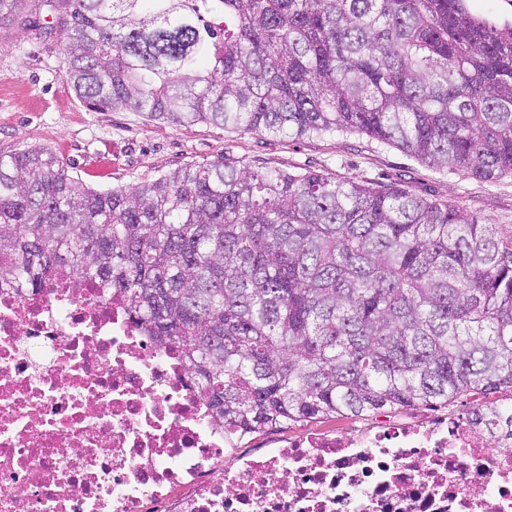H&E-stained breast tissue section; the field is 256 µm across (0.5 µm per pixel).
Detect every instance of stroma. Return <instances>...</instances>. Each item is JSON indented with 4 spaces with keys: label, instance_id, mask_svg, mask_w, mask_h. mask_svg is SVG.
<instances>
[{
    "label": "stroma",
    "instance_id": "obj_1",
    "mask_svg": "<svg viewBox=\"0 0 512 512\" xmlns=\"http://www.w3.org/2000/svg\"><path fill=\"white\" fill-rule=\"evenodd\" d=\"M0 27V153L50 148L98 190L134 186L188 163L231 154L252 168L315 171L371 185L399 183L464 205L512 234V175L494 181L435 170L402 150L355 134L279 139L154 120L132 109L99 112L66 81L56 18L42 0H20Z\"/></svg>",
    "mask_w": 512,
    "mask_h": 512
}]
</instances>
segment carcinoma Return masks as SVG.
I'll list each match as a JSON object with an SVG mask.
<instances>
[{
    "label": "carcinoma",
    "instance_id": "1",
    "mask_svg": "<svg viewBox=\"0 0 512 512\" xmlns=\"http://www.w3.org/2000/svg\"><path fill=\"white\" fill-rule=\"evenodd\" d=\"M100 111L302 139L365 135L512 174V22L468 0H46ZM68 273L182 345L214 417L290 423L512 391V235L403 184L222 157L98 191L0 154V278Z\"/></svg>",
    "mask_w": 512,
    "mask_h": 512
}]
</instances>
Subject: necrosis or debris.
I'll return each instance as SVG.
<instances>
[{"label":"necrosis or debris","mask_w":512,"mask_h":512,"mask_svg":"<svg viewBox=\"0 0 512 512\" xmlns=\"http://www.w3.org/2000/svg\"><path fill=\"white\" fill-rule=\"evenodd\" d=\"M0 512H512V406L245 448L127 297L0 287Z\"/></svg>","instance_id":"4bbe7bcc"}]
</instances>
